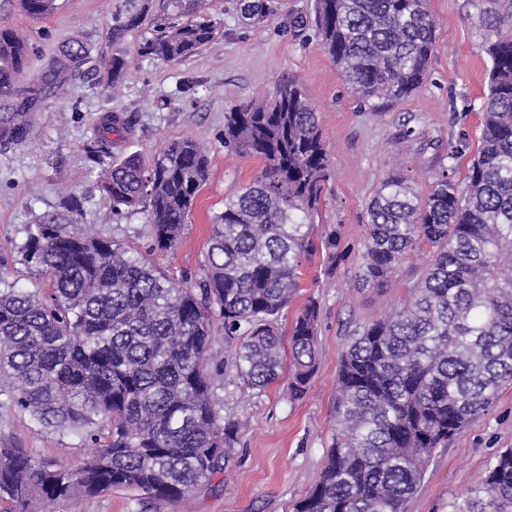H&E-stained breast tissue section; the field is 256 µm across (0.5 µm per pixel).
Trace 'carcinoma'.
Wrapping results in <instances>:
<instances>
[{
  "instance_id": "1",
  "label": "carcinoma",
  "mask_w": 512,
  "mask_h": 512,
  "mask_svg": "<svg viewBox=\"0 0 512 512\" xmlns=\"http://www.w3.org/2000/svg\"><path fill=\"white\" fill-rule=\"evenodd\" d=\"M152 0H118L96 55L68 42L49 70L26 81L28 48L0 27L3 130L22 143L23 114L66 77L114 94L126 70L123 45ZM44 18L57 0H22ZM268 0H241L250 23ZM482 21L497 34L483 99L480 147L464 183L448 171L420 195L403 173L388 176L368 206L359 278L382 288L420 244L432 255L407 300L349 338L337 374L336 433L315 485L295 512H403L436 449L448 446L512 383V0H491ZM321 45L362 104L400 101L425 82L436 23L428 0H316ZM219 31L206 0H160L140 49L166 63L200 53ZM132 129L108 113L84 145L112 214L141 210L154 249L174 248L206 181L208 158L193 139L172 140L153 162H110ZM117 136L113 140L110 135ZM224 150L263 161L259 175L224 199L200 272L173 283L147 256L90 225L37 224L25 261L48 287L17 288L0 269V399L85 451L73 466L0 448V500L12 512H54L77 496L125 488L140 512H160L224 473L238 439L214 398L209 372L214 328L224 329V369L251 389L277 380L276 329L293 298L297 267L311 246L312 218L331 177L315 108L288 81L272 98L224 113ZM317 301L296 317L289 344L300 396L318 350ZM449 512L512 508V449L490 463L482 486Z\"/></svg>"
}]
</instances>
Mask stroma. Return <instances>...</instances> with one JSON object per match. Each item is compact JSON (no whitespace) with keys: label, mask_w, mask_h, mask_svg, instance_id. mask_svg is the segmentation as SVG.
Returning a JSON list of instances; mask_svg holds the SVG:
<instances>
[{"label":"stroma","mask_w":512,"mask_h":512,"mask_svg":"<svg viewBox=\"0 0 512 512\" xmlns=\"http://www.w3.org/2000/svg\"><path fill=\"white\" fill-rule=\"evenodd\" d=\"M42 19L29 17L19 0H0V24L29 48V76L42 74L59 48L73 40L98 41L115 0H57ZM272 10L255 25L243 24L239 0H210L220 31L198 55L165 64L142 54L149 26L130 34L122 86L110 95L83 80L66 81L34 111L35 124L20 144L0 146V266L18 286L41 287L20 254L26 230L55 220L92 224L105 237L151 258L180 282L200 269L215 215L224 199L260 173L259 158L224 150V113L231 106L271 97L287 78L298 81L316 109L330 161L331 178L314 216L313 246L300 258L299 288L279 314L281 336H289L308 300H317L319 356L304 394L291 398L293 369L252 390L232 376L216 381L214 398L224 417L240 424L228 474L169 505L168 512H294L316 483L336 425V379L349 336L399 305L418 280L430 253L423 245L397 267L385 288L358 279L368 236L370 199L389 174L402 171L427 194L443 170L463 182L480 144L481 105L487 92V45L496 34L479 21L481 0H429L436 21V48L423 85L408 98L378 109L360 104L347 89L317 36L315 0H271ZM304 27H293L294 18ZM136 119L117 157L157 156L173 139L191 138L204 147L208 177L176 247L154 250L147 216L134 211L117 218L100 193L83 150L105 111ZM457 146L449 163V146ZM84 199L81 211L62 206V185ZM0 448H21L37 460L76 463L80 442L34 425L27 415L0 404ZM512 448V384L488 411L447 447L433 454L404 512H448L450 501L480 486L495 457ZM135 491L116 488L96 497H74L59 512H138Z\"/></svg>","instance_id":"stroma-1"}]
</instances>
